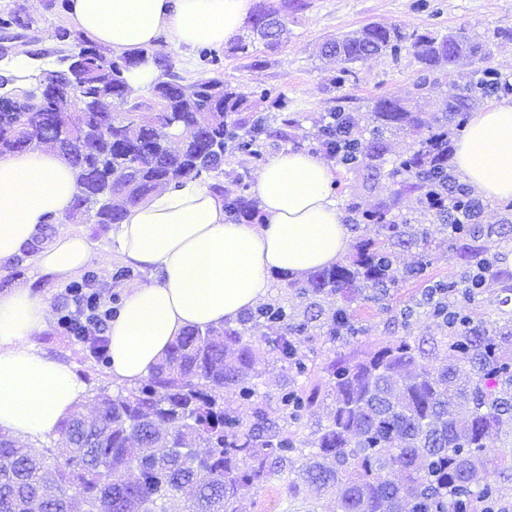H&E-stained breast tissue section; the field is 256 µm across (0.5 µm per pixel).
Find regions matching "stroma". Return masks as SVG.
<instances>
[{
  "instance_id": "35a3bbf8",
  "label": "stroma",
  "mask_w": 512,
  "mask_h": 512,
  "mask_svg": "<svg viewBox=\"0 0 512 512\" xmlns=\"http://www.w3.org/2000/svg\"><path fill=\"white\" fill-rule=\"evenodd\" d=\"M435 4L436 12L428 13L416 11L414 0H310L309 9L290 24L287 40L276 47L255 41L247 57L225 54L217 76L248 97L268 88L287 98L288 109L295 112L299 125L284 129L279 122H272L275 136L262 140V151L268 158L290 147L323 155L324 150L314 135L327 122L329 112L339 106L365 114L376 101L390 98L416 112L422 127L426 128L433 122L435 103L453 95L455 83L464 82L477 66L512 78V40L497 35L498 30L512 29V0H435ZM4 7L28 16L32 28L20 39L7 41V54H0V73H8L16 65L15 49L20 44L28 47L40 67L60 68L61 45L55 32L71 26L63 0H38L32 9L21 6L19 0H0V9ZM370 23L397 25L408 33L462 32L486 43L489 53L481 63L460 58L454 66V80H432L421 90L416 87L421 65L410 49L403 51L397 60L385 54L370 56L355 64L347 82L337 84L336 63L324 55L326 42ZM334 173V195L339 203L354 198L362 207L371 208L386 196L384 176L369 180L365 175L346 172L339 166ZM113 230L110 224H77L65 216L46 230L50 238L77 233L89 239L95 252L88 266L94 275L92 285L108 302L124 296L128 288L147 279L146 273L139 270L132 276H125L126 265L113 244ZM38 251V245H31L0 274V292L27 287L48 302L52 319L47 330L38 336L37 343L46 356L62 361L85 382L81 407L90 412L98 393L117 395L123 393L124 388L112 382L106 363L95 360L83 344L59 329L57 320L69 305L67 284L41 273L35 263ZM352 309L371 327L369 336L363 337L361 343L355 346L341 341L334 343L314 330L310 335L298 337L300 350L316 355L322 363L336 354L365 356L378 342L393 339L406 330L425 341L432 340L436 334L432 318L422 311L405 330L388 326L386 314L370 303L358 300ZM257 358L256 382L260 396L267 407L277 408L282 392L296 386L297 381L287 364L268 348H260Z\"/></svg>"
}]
</instances>
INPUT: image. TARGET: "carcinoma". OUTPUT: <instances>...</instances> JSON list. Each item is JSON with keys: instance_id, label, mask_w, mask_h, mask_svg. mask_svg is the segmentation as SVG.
Returning <instances> with one entry per match:
<instances>
[{"instance_id": "obj_1", "label": "carcinoma", "mask_w": 512, "mask_h": 512, "mask_svg": "<svg viewBox=\"0 0 512 512\" xmlns=\"http://www.w3.org/2000/svg\"><path fill=\"white\" fill-rule=\"evenodd\" d=\"M308 7L307 0H284L278 38ZM31 20L0 10V32L28 30ZM56 39L65 46L64 69L55 84L28 99L0 92V156L50 141L76 172L78 194L70 217L95 224H119L125 206L144 200L157 187L176 188L187 178L223 173L220 154L264 159L261 136L268 133V111L285 112L288 100L270 89L253 103L217 78L192 85L168 56H155L161 75L146 99L128 94L126 73L135 55L107 56L79 34L64 28ZM411 43L421 64L418 85L444 65L467 54L484 60L481 47L459 34L441 37L406 34L396 26L369 24L330 40L325 55L336 60V79L352 75L350 65L373 54L398 59ZM199 67L218 71L221 58L204 48ZM463 94L439 108L427 134L406 147L387 177L389 196L373 209L355 199L345 222L373 224L379 237L358 241L355 253L338 263L288 280V287L313 298H336L325 313L328 340L366 336L350 304L362 299L391 311L390 291L414 280H428L431 253L448 233L466 268L459 278L429 280L421 299L399 311L401 322L423 308L440 330L439 364L406 334L383 341L358 361L332 360L326 396L335 409L311 441L300 437L306 411L321 388H292L272 413L256 404L240 417L224 409V395L252 402L256 385L243 376L256 365V335L266 321L284 323L285 333L266 341L269 350L298 377H308L311 359L295 342L310 319L289 314L274 301L249 313L236 328H192L172 344L166 359L137 388L121 396L100 393L96 414L87 422L74 409L60 423L58 444L39 457L19 442L0 439V512H168L174 501L186 512H242L240 493L276 478L288 503L304 489L336 493V512H512V464L485 457L493 435L512 439V317L496 309L489 320L472 321L470 305L512 294V271L499 267L509 248L512 201L503 204L500 224H455L448 203L471 210L467 185L448 166V140L463 131L470 105L492 95H511L512 81L484 68L462 86ZM248 117H240L243 112ZM370 118L373 149L364 157L353 135L360 116L338 106L315 139L347 172L358 173L383 160L385 133L415 127V113L400 102L378 100ZM225 201L228 218L252 219L257 210L239 176ZM418 194L414 220L393 212L403 192ZM414 247L415 262L397 264L396 249ZM203 442L200 455L191 448ZM289 463L283 472V463Z\"/></svg>"}]
</instances>
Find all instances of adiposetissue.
Wrapping results in <instances>:
<instances>
[{"mask_svg": "<svg viewBox=\"0 0 512 512\" xmlns=\"http://www.w3.org/2000/svg\"><path fill=\"white\" fill-rule=\"evenodd\" d=\"M254 0H70L68 15L89 40L117 55L137 54L126 74L132 93L153 85L160 42L189 52L223 47L242 31ZM455 165L480 196L512 199V99L474 113L455 151ZM335 175L321 158L287 149L256 172L251 191L258 222H230L212 182L187 179L129 207L115 232L126 264L147 272L130 287L110 324L108 374L133 387L195 327L235 322L270 291L273 273L321 269L345 254L349 232L331 193ZM76 175L44 145L0 157V271L42 238L47 216L73 207ZM93 248L81 234L46 241L41 272L67 279L89 265ZM48 303L28 288L0 293V433L18 441L56 431L79 405L86 385L43 354Z\"/></svg>", "mask_w": 512, "mask_h": 512, "instance_id": "1", "label": "adipose tissue"}]
</instances>
